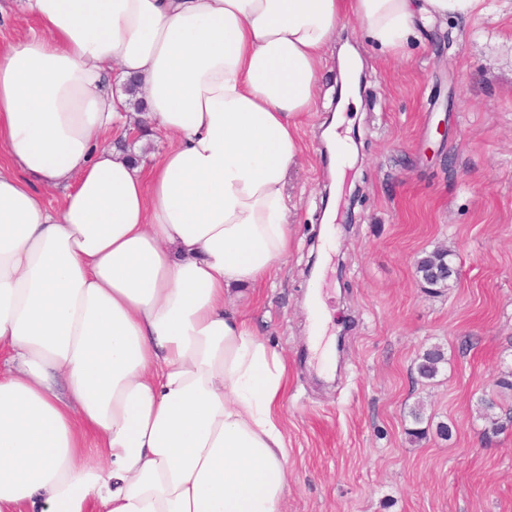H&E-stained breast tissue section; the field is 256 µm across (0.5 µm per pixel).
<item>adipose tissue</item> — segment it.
Segmentation results:
<instances>
[{
    "instance_id": "obj_1",
    "label": "adipose tissue",
    "mask_w": 512,
    "mask_h": 512,
    "mask_svg": "<svg viewBox=\"0 0 512 512\" xmlns=\"http://www.w3.org/2000/svg\"><path fill=\"white\" fill-rule=\"evenodd\" d=\"M480 3L17 0L37 27L0 49V512H283L288 367L234 300L288 257L324 53L352 19L399 58ZM134 120L162 153L101 146Z\"/></svg>"
}]
</instances>
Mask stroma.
<instances>
[{
	"label": "stroma",
	"mask_w": 512,
	"mask_h": 512,
	"mask_svg": "<svg viewBox=\"0 0 512 512\" xmlns=\"http://www.w3.org/2000/svg\"><path fill=\"white\" fill-rule=\"evenodd\" d=\"M485 5L429 23L398 62L358 22L338 28L368 81L340 129L355 139L346 181L360 192L333 217L323 128L342 44L325 52L288 178V258L238 298L287 361L284 512H512V424L493 433L485 420L489 399L496 416L512 412L496 385L512 372V0ZM437 249L455 272L428 288L416 262ZM325 256L326 335L343 341L329 357L308 350L307 270ZM435 345L447 362L421 380L415 361Z\"/></svg>",
	"instance_id": "stroma-1"
}]
</instances>
